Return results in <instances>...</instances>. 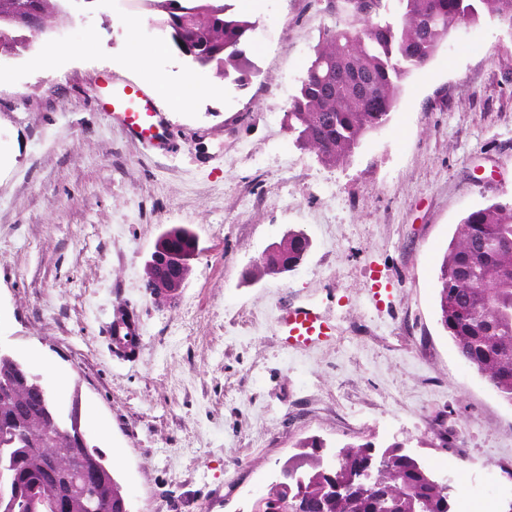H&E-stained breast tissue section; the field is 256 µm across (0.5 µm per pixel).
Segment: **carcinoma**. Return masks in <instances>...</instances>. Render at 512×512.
Segmentation results:
<instances>
[{"instance_id":"obj_1","label":"carcinoma","mask_w":512,"mask_h":512,"mask_svg":"<svg viewBox=\"0 0 512 512\" xmlns=\"http://www.w3.org/2000/svg\"><path fill=\"white\" fill-rule=\"evenodd\" d=\"M64 0H0V44L18 54L25 30L16 19L37 9L49 27ZM160 25L190 64L214 68L243 86L254 65L246 56L256 22L224 0H147ZM331 17L287 112L298 146L337 166L350 160L369 134L385 126L405 78L425 67L461 24L484 17L512 29V0H323ZM306 234L290 231L249 272L274 276L305 259ZM198 250L193 232L167 230L152 255L174 252L184 261ZM437 313L459 357L512 402V202L470 212L456 225L436 274ZM288 459L250 512H277L288 500L298 512H450L448 485L393 442L348 444L338 464L323 462L325 443L312 436ZM385 460L371 490L338 485L372 458ZM83 473L78 492L70 479ZM302 476L298 483L292 473ZM48 478L59 487L55 512H127L128 501L112 465L89 443L78 400L61 410L39 377L0 352V512H21Z\"/></svg>"}]
</instances>
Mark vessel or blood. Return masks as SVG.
I'll list each match as a JSON object with an SVG mask.
<instances>
[{
    "instance_id": "1",
    "label": "vessel or blood",
    "mask_w": 512,
    "mask_h": 512,
    "mask_svg": "<svg viewBox=\"0 0 512 512\" xmlns=\"http://www.w3.org/2000/svg\"><path fill=\"white\" fill-rule=\"evenodd\" d=\"M108 112L114 124L122 127L132 138L155 149H165L170 133L168 121L155 99L131 82H116ZM279 333L284 345L306 348L331 341L336 326L317 312L304 308H284L279 317ZM109 338L139 340L140 323L137 314L124 321H111Z\"/></svg>"
}]
</instances>
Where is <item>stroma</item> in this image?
<instances>
[{"label":"stroma","instance_id":"1","mask_svg":"<svg viewBox=\"0 0 512 512\" xmlns=\"http://www.w3.org/2000/svg\"><path fill=\"white\" fill-rule=\"evenodd\" d=\"M134 17L148 72L126 59ZM158 20L72 0L0 57V350L57 405L79 401L130 512H246L309 436L334 449L401 441L454 487V512H504L512 404L439 324L436 273L464 217L512 199V30L460 26L405 80L390 122L327 166L287 121L330 23L319 0H265L241 88L191 67ZM156 75L213 88L168 113L163 155L100 106L109 82ZM179 225L198 255L163 302L145 266ZM291 230L311 240L304 262L247 279ZM122 304L142 326L130 357L106 333ZM285 305L318 309L335 340L285 347Z\"/></svg>","mask_w":512,"mask_h":512}]
</instances>
